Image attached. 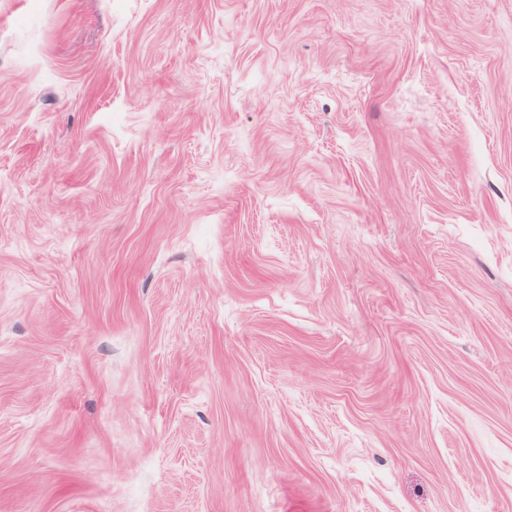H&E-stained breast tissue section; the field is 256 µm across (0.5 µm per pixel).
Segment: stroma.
I'll return each instance as SVG.
<instances>
[{"label":"stroma","instance_id":"stroma-1","mask_svg":"<svg viewBox=\"0 0 512 512\" xmlns=\"http://www.w3.org/2000/svg\"><path fill=\"white\" fill-rule=\"evenodd\" d=\"M0 512H512V0H0Z\"/></svg>","mask_w":512,"mask_h":512}]
</instances>
